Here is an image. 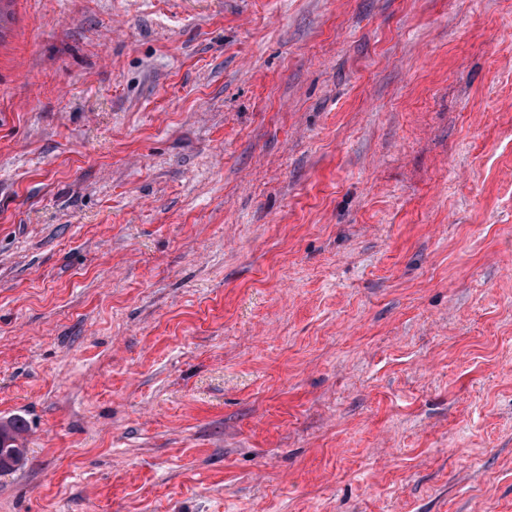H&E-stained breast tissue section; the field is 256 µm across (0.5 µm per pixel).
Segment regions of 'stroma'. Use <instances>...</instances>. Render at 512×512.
I'll use <instances>...</instances> for the list:
<instances>
[{"label": "stroma", "mask_w": 512, "mask_h": 512, "mask_svg": "<svg viewBox=\"0 0 512 512\" xmlns=\"http://www.w3.org/2000/svg\"><path fill=\"white\" fill-rule=\"evenodd\" d=\"M0 512H512V0H11ZM22 426L16 421L0 423V473H8L22 467L26 460V448H20L18 436Z\"/></svg>", "instance_id": "obj_1"}]
</instances>
